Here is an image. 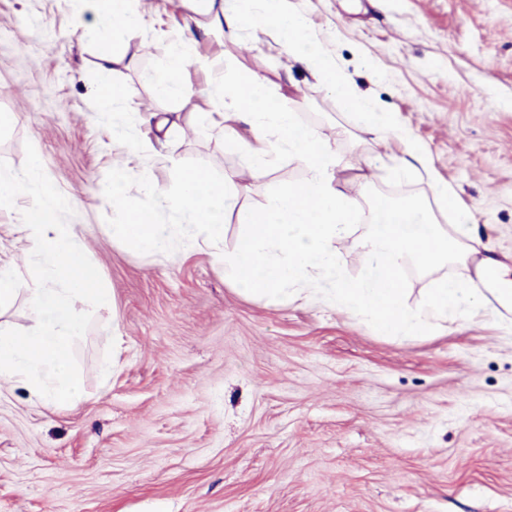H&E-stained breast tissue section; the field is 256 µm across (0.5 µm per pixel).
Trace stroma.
<instances>
[{"label": "stroma", "instance_id": "stroma-1", "mask_svg": "<svg viewBox=\"0 0 512 512\" xmlns=\"http://www.w3.org/2000/svg\"><path fill=\"white\" fill-rule=\"evenodd\" d=\"M289 3L359 93L424 146L512 275V0ZM134 6L143 24L114 48L127 96L115 114L93 92L102 48L80 37L97 21L88 0H0V113L14 116L0 159L20 171L34 145L114 299L75 304L93 316L74 346L82 401L57 407L0 384V512H512V314L385 337L338 306L241 293L210 248L157 258L113 241L124 214L104 192L121 166L168 194L177 167L201 166L256 209L306 178L285 154L253 177L203 124L228 66L322 130L362 224L374 197L431 201L425 181L392 173L403 144L378 148L269 36L208 27L192 0ZM178 38L206 65L183 73L190 95L161 100L149 76ZM116 123L139 152L113 141ZM378 153V178L360 186ZM29 203L0 208V258L26 288Z\"/></svg>", "mask_w": 512, "mask_h": 512}]
</instances>
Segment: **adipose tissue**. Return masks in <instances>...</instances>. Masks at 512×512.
I'll list each match as a JSON object with an SVG mask.
<instances>
[{
    "label": "adipose tissue",
    "instance_id": "1",
    "mask_svg": "<svg viewBox=\"0 0 512 512\" xmlns=\"http://www.w3.org/2000/svg\"><path fill=\"white\" fill-rule=\"evenodd\" d=\"M99 22L83 30L82 38L106 41L120 32L137 29L142 16L132 0H91ZM248 12L224 8L215 12L212 23L230 28L251 25L270 35L289 57L309 70L318 88L330 90L359 113L364 130L378 145L400 140L405 146V174L417 171L424 150L407 130L398 126L390 113L363 99L348 73L319 50L300 13L287 0H249ZM198 59L184 45H176L161 69L151 74L158 97L188 95L182 81L184 70ZM268 94L263 80L250 72L238 73L216 105L249 127L248 138H240L235 127L225 126V139L238 142L254 176H263L276 152L283 151L308 172L305 181L284 187L266 210L240 208L226 183L215 180L201 168L177 171L179 190L162 192L143 170L117 172L107 197L123 210V223L113 225V240L149 256L168 257L174 249L179 227L201 230L204 241L215 247L224 240L223 212L236 208L242 233L234 248L224 254V278L243 292L282 295L296 292L309 300H326L368 317L384 336H417L423 333L422 319L405 305L402 270L407 265L439 272L448 265H474L477 280L467 284L440 276L424 303L432 317L466 321L496 302L512 313V287L487 277L488 263L477 259L479 242L470 233L473 214L457 203L447 183L429 179L434 202L453 216L451 224L437 223L422 203L393 204L374 199L372 222L356 234L359 213L346 186L335 177L334 157L327 139L313 127L303 125L297 113L278 107L267 109ZM137 180L142 195L125 196L123 185ZM179 216L181 225L158 221L154 202ZM352 241L363 259L364 276L353 282L339 262L337 243Z\"/></svg>",
    "mask_w": 512,
    "mask_h": 512
}]
</instances>
